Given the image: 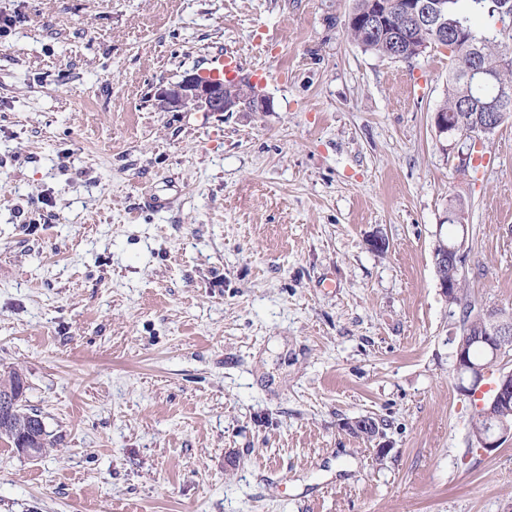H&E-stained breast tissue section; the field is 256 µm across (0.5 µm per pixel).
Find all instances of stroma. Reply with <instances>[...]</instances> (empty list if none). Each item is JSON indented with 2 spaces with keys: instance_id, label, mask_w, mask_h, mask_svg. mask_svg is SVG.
<instances>
[{
  "instance_id": "1",
  "label": "stroma",
  "mask_w": 512,
  "mask_h": 512,
  "mask_svg": "<svg viewBox=\"0 0 512 512\" xmlns=\"http://www.w3.org/2000/svg\"><path fill=\"white\" fill-rule=\"evenodd\" d=\"M352 7L0 0V373L50 435L0 440V512H512L433 260L463 206L512 310V117L461 168L448 50L366 51ZM229 54L267 109L163 107ZM33 419L31 426L28 430H22L14 438V441L11 440L8 433L2 434L0 432V438H4L11 442L13 444L16 452H18L21 455L27 456L29 458H38L43 449L47 448L48 440L47 437L49 436L46 434V438L43 439L44 442L39 444L41 442L42 433L40 430H44V423L42 421V418L35 415H30ZM39 446H43L40 448Z\"/></svg>"
}]
</instances>
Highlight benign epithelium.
Instances as JSON below:
<instances>
[{
  "label": "benign epithelium",
  "instance_id": "benign-epithelium-1",
  "mask_svg": "<svg viewBox=\"0 0 512 512\" xmlns=\"http://www.w3.org/2000/svg\"><path fill=\"white\" fill-rule=\"evenodd\" d=\"M438 5L433 3H417L409 0L405 6L406 16L416 21L417 28L426 31L435 26ZM164 108L171 112L195 110L202 112H229L233 108H246L251 111H262L267 108L266 99L256 95L253 88L241 82L224 81L220 78H206L198 73L183 77L176 83L169 84L158 93ZM458 112H437L434 125L438 133L453 136L457 134ZM504 113L492 112L486 115L484 122L477 124L470 134L467 153L462 155V162L474 158L473 150L478 148L489 132L503 120ZM448 223L460 228L453 240L446 242L440 238L434 249V264L439 277V285L445 292H453L457 287L458 276L463 266L464 255L461 254L464 242L469 234V225L465 224L460 212L453 211L448 215ZM471 342L485 346L490 362L479 365L469 361L466 343L456 346L454 351V367L458 379V390L466 395L478 392L485 373L490 365L500 361L501 357L512 348V314L503 311L485 312V319L478 335L471 337ZM24 385L15 386L5 383L0 385V415H9L23 399ZM512 398V373L506 372L499 377L496 388L489 396L490 404L497 402L505 405ZM488 421L486 432L480 440V448L491 452L498 448L504 439L512 435V425L505 418L491 420V412L481 415ZM44 423L39 416H32L29 429L17 433L14 438L16 452L29 458H37L42 453L39 447Z\"/></svg>",
  "mask_w": 512,
  "mask_h": 512
}]
</instances>
